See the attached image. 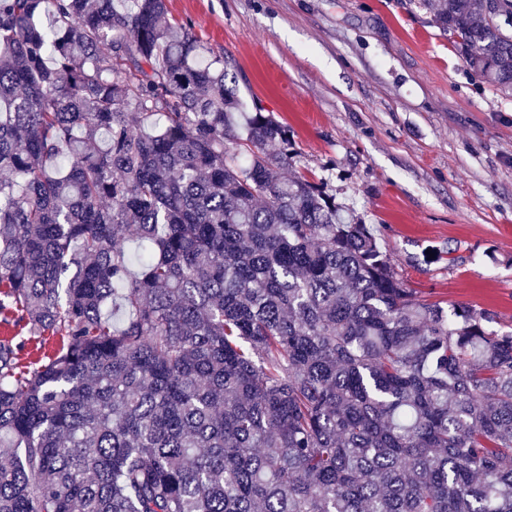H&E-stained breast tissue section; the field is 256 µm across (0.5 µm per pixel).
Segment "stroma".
<instances>
[{
    "label": "stroma",
    "instance_id": "stroma-1",
    "mask_svg": "<svg viewBox=\"0 0 512 512\" xmlns=\"http://www.w3.org/2000/svg\"><path fill=\"white\" fill-rule=\"evenodd\" d=\"M242 99L294 134L291 172L355 207L419 298L512 327V92L412 0H167Z\"/></svg>",
    "mask_w": 512,
    "mask_h": 512
}]
</instances>
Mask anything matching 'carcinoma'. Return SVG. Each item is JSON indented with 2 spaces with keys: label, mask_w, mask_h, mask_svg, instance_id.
<instances>
[{
  "label": "carcinoma",
  "mask_w": 512,
  "mask_h": 512,
  "mask_svg": "<svg viewBox=\"0 0 512 512\" xmlns=\"http://www.w3.org/2000/svg\"><path fill=\"white\" fill-rule=\"evenodd\" d=\"M125 2L0 0V512H512V331ZM418 4L512 89V0Z\"/></svg>",
  "instance_id": "obj_1"
}]
</instances>
